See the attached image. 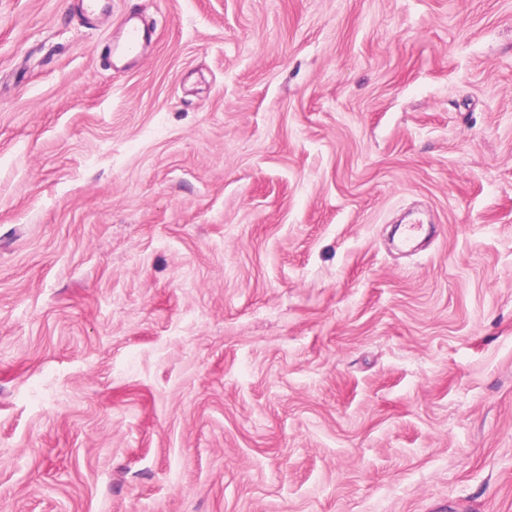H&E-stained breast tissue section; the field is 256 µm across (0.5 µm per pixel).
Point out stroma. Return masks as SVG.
<instances>
[{
	"mask_svg": "<svg viewBox=\"0 0 512 512\" xmlns=\"http://www.w3.org/2000/svg\"><path fill=\"white\" fill-rule=\"evenodd\" d=\"M0 512H512V0H0ZM134 17H131L128 21L134 22L132 25L128 26L124 32V46L127 49L126 59L131 64L135 59L134 52L144 47L149 39H148V31L144 26L139 25L135 22Z\"/></svg>",
	"mask_w": 512,
	"mask_h": 512,
	"instance_id": "stroma-1",
	"label": "stroma"
}]
</instances>
